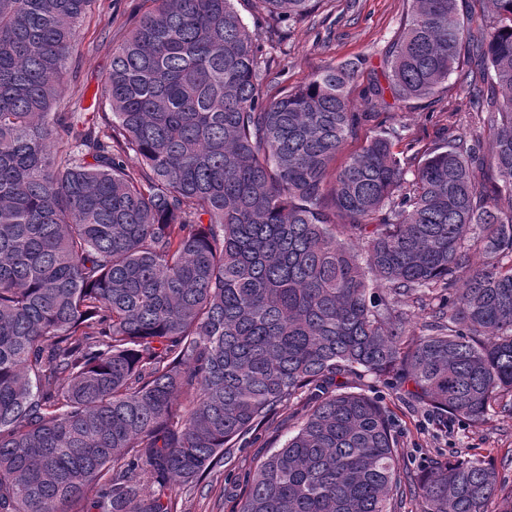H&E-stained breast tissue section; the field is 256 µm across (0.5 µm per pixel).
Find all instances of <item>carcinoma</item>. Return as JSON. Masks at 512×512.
<instances>
[{
    "label": "carcinoma",
    "instance_id": "carcinoma-1",
    "mask_svg": "<svg viewBox=\"0 0 512 512\" xmlns=\"http://www.w3.org/2000/svg\"><path fill=\"white\" fill-rule=\"evenodd\" d=\"M144 2L112 115L82 120L54 107L90 0H0V512H178L168 482L203 484L286 407L238 512H491L493 467L401 475L385 409L337 378L398 373L446 423L512 417V0L477 32L466 0H411L371 112L355 62L264 97L235 0ZM453 74L489 152L450 134L411 168L392 128L336 166L386 93Z\"/></svg>",
    "mask_w": 512,
    "mask_h": 512
}]
</instances>
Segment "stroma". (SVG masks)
Instances as JSON below:
<instances>
[{
  "instance_id": "obj_1",
  "label": "stroma",
  "mask_w": 512,
  "mask_h": 512,
  "mask_svg": "<svg viewBox=\"0 0 512 512\" xmlns=\"http://www.w3.org/2000/svg\"><path fill=\"white\" fill-rule=\"evenodd\" d=\"M410 6V0H322L312 17L288 20L270 16L257 0L236 3L244 22L259 32L262 58L271 75L285 86L302 85L328 63L360 62L362 73L350 88V98L358 107L364 104L370 78L381 74ZM143 7V0H91L77 28L60 111H97L112 51ZM481 125V115L472 109L467 93L451 81L432 98L381 110L346 150L355 152L367 136L380 129H400L405 139L395 149L415 164L420 150L432 146L441 132L470 136L478 134ZM344 387L364 392L385 407L398 442L400 470L416 474L433 461L463 453L492 465L504 488L512 487V418L492 414L478 427L460 422L445 427L404 388L390 382L351 377ZM274 442L263 431L247 435L238 447L227 450L223 467L212 474L208 486H174L173 493L185 512H235L249 473Z\"/></svg>"
}]
</instances>
